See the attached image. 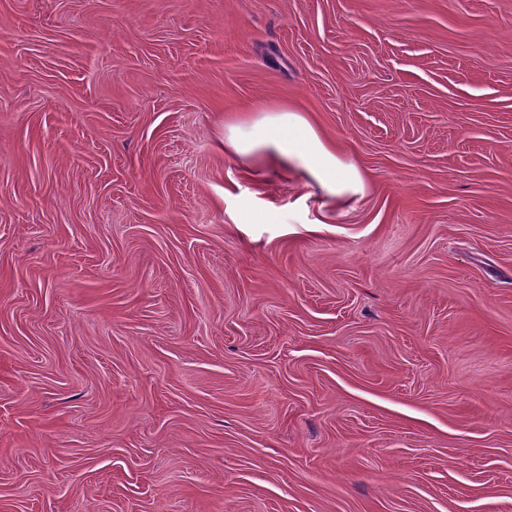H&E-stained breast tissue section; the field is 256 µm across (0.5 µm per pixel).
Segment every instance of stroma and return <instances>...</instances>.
<instances>
[{"label": "stroma", "mask_w": 512, "mask_h": 512, "mask_svg": "<svg viewBox=\"0 0 512 512\" xmlns=\"http://www.w3.org/2000/svg\"><path fill=\"white\" fill-rule=\"evenodd\" d=\"M0 512H512V0H0ZM224 150L250 168H273L303 178L328 203H343L365 191L362 170L346 159L309 112L272 103L224 120Z\"/></svg>", "instance_id": "1"}]
</instances>
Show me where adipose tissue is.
<instances>
[{
    "label": "adipose tissue",
    "instance_id": "ef3b65f1",
    "mask_svg": "<svg viewBox=\"0 0 512 512\" xmlns=\"http://www.w3.org/2000/svg\"><path fill=\"white\" fill-rule=\"evenodd\" d=\"M224 149L249 167L303 178L305 187L329 203H343L365 191L362 170L322 133L310 113L285 103L228 116Z\"/></svg>",
    "mask_w": 512,
    "mask_h": 512
}]
</instances>
